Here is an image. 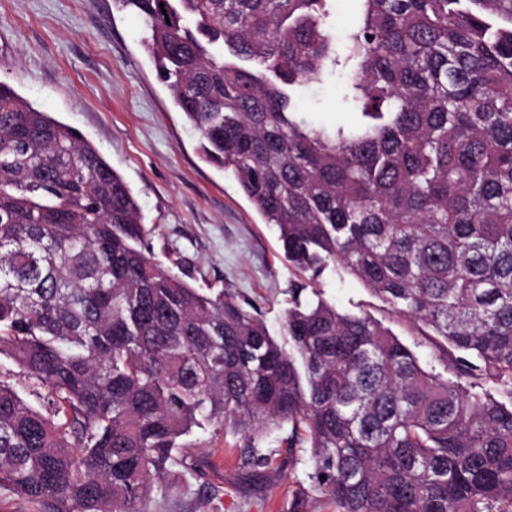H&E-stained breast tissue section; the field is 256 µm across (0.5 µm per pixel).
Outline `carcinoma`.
<instances>
[{
  "label": "carcinoma",
  "instance_id": "carcinoma-1",
  "mask_svg": "<svg viewBox=\"0 0 512 512\" xmlns=\"http://www.w3.org/2000/svg\"><path fill=\"white\" fill-rule=\"evenodd\" d=\"M198 151L288 265L287 351L251 304L151 257L123 176L0 82V488L38 512H141L209 425L265 463L290 426L334 512H512V0H119ZM336 80L349 120L303 116ZM325 478H320V475ZM318 288L322 291L323 297L328 302L334 304L338 310L353 312L365 310L382 320L403 343L418 353L423 362L429 361L428 348L421 344L422 338L415 335L414 329L409 322L389 313L355 279L348 276L339 278L330 267L320 277Z\"/></svg>",
  "mask_w": 512,
  "mask_h": 512
}]
</instances>
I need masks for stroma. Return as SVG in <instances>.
I'll return each mask as SVG.
<instances>
[{
  "label": "stroma",
  "mask_w": 512,
  "mask_h": 512,
  "mask_svg": "<svg viewBox=\"0 0 512 512\" xmlns=\"http://www.w3.org/2000/svg\"><path fill=\"white\" fill-rule=\"evenodd\" d=\"M148 34L117 0H0V81L35 107L80 131L133 190L153 256L180 261L199 288L227 289L253 303L282 337L290 282L272 225L222 170L205 163L198 136L174 109L144 52ZM324 298L341 311L365 310L427 357L408 321L389 313L351 277L326 269ZM289 425L263 448L270 465H239L234 438L194 429L186 442L197 470L176 475L161 512H332L310 479V451L289 448Z\"/></svg>",
  "instance_id": "stroma-1"
}]
</instances>
